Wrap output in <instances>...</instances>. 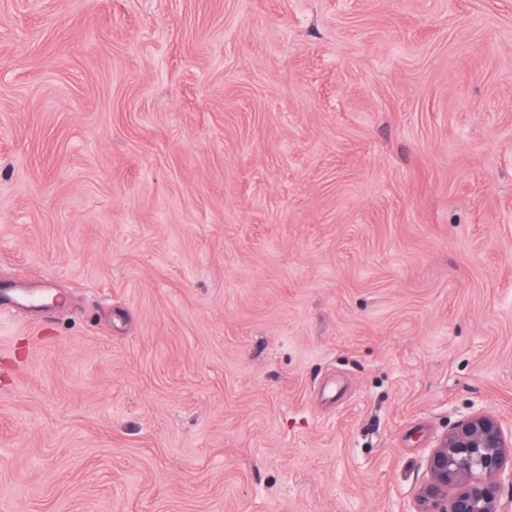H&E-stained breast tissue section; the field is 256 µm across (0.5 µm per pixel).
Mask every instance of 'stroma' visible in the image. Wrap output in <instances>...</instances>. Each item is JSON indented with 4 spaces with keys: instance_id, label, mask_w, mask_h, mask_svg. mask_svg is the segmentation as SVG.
<instances>
[{
    "instance_id": "obj_1",
    "label": "stroma",
    "mask_w": 512,
    "mask_h": 512,
    "mask_svg": "<svg viewBox=\"0 0 512 512\" xmlns=\"http://www.w3.org/2000/svg\"><path fill=\"white\" fill-rule=\"evenodd\" d=\"M0 512H416L512 432V0H0ZM511 447L493 413L475 412L458 421L426 459L423 512L511 511ZM505 495L510 509L504 508Z\"/></svg>"
}]
</instances>
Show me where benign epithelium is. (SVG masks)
Instances as JSON below:
<instances>
[{
    "label": "benign epithelium",
    "mask_w": 512,
    "mask_h": 512,
    "mask_svg": "<svg viewBox=\"0 0 512 512\" xmlns=\"http://www.w3.org/2000/svg\"><path fill=\"white\" fill-rule=\"evenodd\" d=\"M423 512H508L512 504V444L500 419L475 412L445 433L426 459Z\"/></svg>",
    "instance_id": "obj_1"
}]
</instances>
